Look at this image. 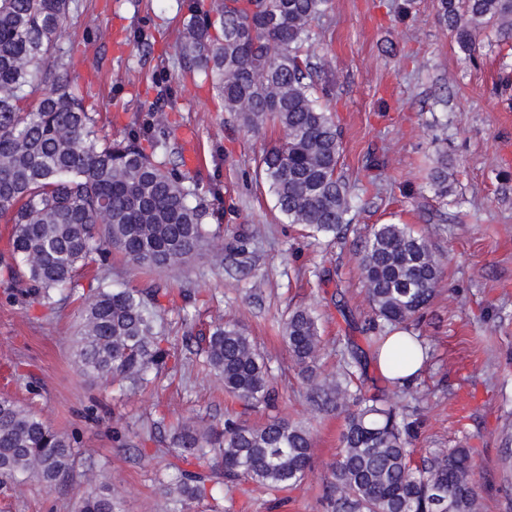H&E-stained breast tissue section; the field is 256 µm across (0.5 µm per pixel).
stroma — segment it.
Segmentation results:
<instances>
[{
    "label": "stroma",
    "mask_w": 512,
    "mask_h": 512,
    "mask_svg": "<svg viewBox=\"0 0 512 512\" xmlns=\"http://www.w3.org/2000/svg\"><path fill=\"white\" fill-rule=\"evenodd\" d=\"M189 0H77L65 45L78 65L75 83L112 136L132 113L166 94L161 118L173 136L186 185L220 212L225 241L248 231L245 254L206 252L186 265L142 271L113 254L103 276L116 288L163 281L194 293L164 304L177 347L168 366L135 392L80 375L73 331L80 294L48 311L11 299L0 268V395L37 411L54 428L76 433L74 483L53 489L35 480L0 484V512H75L81 491L110 485L123 512H170L166 486L171 427L193 421L222 427L227 416L250 426L270 413L224 393L198 348L180 344L183 322L196 332L234 321L265 357L279 394L278 416L312 432L313 466L297 489L272 504L251 484L224 488V512H327L325 494L344 419L317 408L281 338L289 313L319 318L321 375H334L349 344L365 345L372 317L358 253L372 225L396 220L425 236L444 261L441 287L410 330L428 359L400 403L415 402L417 453L465 444L480 512H512V41L497 28L479 36L469 60L436 17L437 0H330L311 45L331 90L342 133L340 170L352 193L353 229L342 240L304 237L255 183L256 161L279 133L240 128L208 81L174 79L175 42ZM204 163L184 165L187 137ZM448 154L447 196L427 180L437 151ZM385 169L371 178L369 154Z\"/></svg>",
    "instance_id": "stroma-1"
}]
</instances>
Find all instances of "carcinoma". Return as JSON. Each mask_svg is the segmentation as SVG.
<instances>
[{"instance_id":"1","label":"carcinoma","mask_w":512,"mask_h":512,"mask_svg":"<svg viewBox=\"0 0 512 512\" xmlns=\"http://www.w3.org/2000/svg\"><path fill=\"white\" fill-rule=\"evenodd\" d=\"M328 0L194 2L177 45L185 79L204 75L235 122L249 133L273 127L283 137L259 156L256 180L290 224L342 239L350 230L349 186L339 172L342 143L321 66L313 62L311 27ZM75 0H0V221L12 225L9 250L22 272L8 269L24 302L51 307L55 291L76 288L89 264H109L112 250L137 268L179 265L218 235L214 211L198 200L172 164L160 119L135 118L122 138L97 127L86 96L72 83L64 47ZM438 20L470 60L488 25L512 39V0H438ZM151 144L147 152L143 142ZM431 184L448 193V159L438 152ZM368 301L378 323L367 337L379 352L392 329L407 330L431 304L443 265L428 240L406 224L374 225L359 253ZM80 312L76 357L82 375L134 388L171 357L161 325L168 283L115 289L88 285ZM282 339L310 373V391L345 411L340 448L326 494L329 512H477L472 449H436L418 459L408 407L351 388V350L338 375H311L318 360V317L292 311ZM206 363L224 391L251 405L273 407L276 391L265 359L235 322L201 337ZM171 445L178 464L176 512H192L211 476L244 480L271 493L295 489L311 470L312 437L301 424L275 417L259 427L229 416L220 430L180 423ZM78 439L38 413L0 396V483L32 478L67 482ZM78 512H119L112 488L85 492Z\"/></svg>"}]
</instances>
